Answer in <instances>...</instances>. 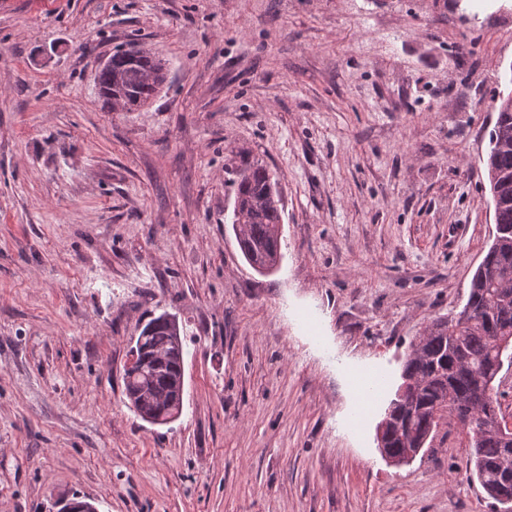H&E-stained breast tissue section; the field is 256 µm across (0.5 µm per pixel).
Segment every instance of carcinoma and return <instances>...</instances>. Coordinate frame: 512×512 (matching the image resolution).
<instances>
[{
  "instance_id": "carcinoma-1",
  "label": "carcinoma",
  "mask_w": 512,
  "mask_h": 512,
  "mask_svg": "<svg viewBox=\"0 0 512 512\" xmlns=\"http://www.w3.org/2000/svg\"><path fill=\"white\" fill-rule=\"evenodd\" d=\"M165 65L151 50L133 45L116 48L96 75L100 96L122 109L142 107L163 90ZM497 118L489 133L487 169L495 170L498 203L495 210L498 241L482 259L484 270H475L466 306L472 313L465 319H436L427 326L419 349L406 357L402 382L414 381V408L389 403L386 411L401 418L402 438L392 442L400 450L412 436L430 433L443 416L457 424L469 443L466 477L477 480L496 504L499 495H512V474L501 466L506 445L495 427L500 403L495 382L503 366H512V345L501 350L503 337L512 336V317L503 319L504 307L512 301V102L496 101ZM281 208L275 184L266 165L252 160L240 169L236 181L233 228L240 250L257 270L272 269L280 259ZM152 318L141 330L135 349L144 361L124 371L125 395L142 420L164 425L177 413L176 386L182 365L176 351L183 349L181 335ZM483 378L486 394L478 413H465L462 398L477 378Z\"/></svg>"
}]
</instances>
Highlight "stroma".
Masks as SVG:
<instances>
[{
    "label": "stroma",
    "mask_w": 512,
    "mask_h": 512,
    "mask_svg": "<svg viewBox=\"0 0 512 512\" xmlns=\"http://www.w3.org/2000/svg\"><path fill=\"white\" fill-rule=\"evenodd\" d=\"M472 3L0 0V512H496L458 428L400 467L376 443L495 231L512 0ZM134 41L168 83L106 106ZM247 158L280 192L270 274L232 229ZM164 311L184 405L152 425L123 375Z\"/></svg>",
    "instance_id": "stroma-1"
}]
</instances>
